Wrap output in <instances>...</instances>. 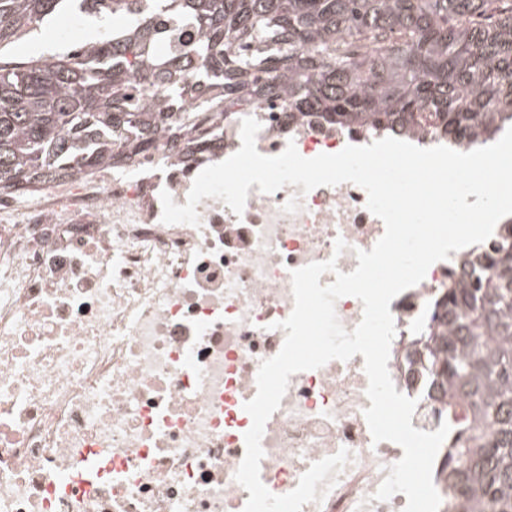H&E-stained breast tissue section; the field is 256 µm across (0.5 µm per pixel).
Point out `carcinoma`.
<instances>
[{
  "instance_id": "cac0c4a2",
  "label": "carcinoma",
  "mask_w": 512,
  "mask_h": 512,
  "mask_svg": "<svg viewBox=\"0 0 512 512\" xmlns=\"http://www.w3.org/2000/svg\"><path fill=\"white\" fill-rule=\"evenodd\" d=\"M70 9L112 18V34L22 51ZM158 14L186 18L197 40L160 50ZM263 101L484 143L512 125V0H0V195L147 153L160 133L207 150L224 137L215 106ZM406 360L443 401L461 512H512V224L434 301Z\"/></svg>"
}]
</instances>
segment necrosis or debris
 I'll return each instance as SVG.
<instances>
[{
	"mask_svg": "<svg viewBox=\"0 0 512 512\" xmlns=\"http://www.w3.org/2000/svg\"><path fill=\"white\" fill-rule=\"evenodd\" d=\"M252 116L266 156L292 143L312 158L382 137L264 103ZM241 121L218 116L224 144L208 153L164 136L119 166L0 196V512H243L244 405L261 362L283 346L291 272L332 258L353 270L385 226L352 183L253 186L242 215L205 198L200 226L164 224L161 191L185 204L199 172L240 149ZM294 197L299 210L283 212ZM485 250L450 252L389 305L388 368L417 401L414 428L436 431L440 418L408 370V338ZM367 384L359 354L290 376L262 437L270 492H291L345 448L335 485L302 512H404V494L373 498L403 450L373 443Z\"/></svg>",
	"mask_w": 512,
	"mask_h": 512,
	"instance_id": "1",
	"label": "necrosis or debris"
}]
</instances>
